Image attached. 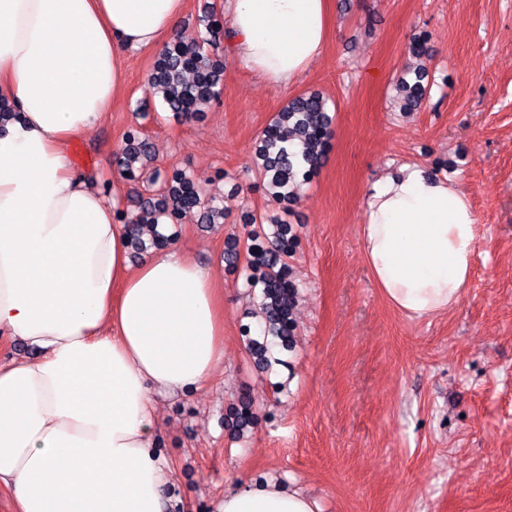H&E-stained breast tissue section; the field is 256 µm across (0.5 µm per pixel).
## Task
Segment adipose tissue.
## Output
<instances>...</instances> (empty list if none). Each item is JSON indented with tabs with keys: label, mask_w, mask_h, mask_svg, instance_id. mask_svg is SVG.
Here are the masks:
<instances>
[{
	"label": "adipose tissue",
	"mask_w": 512,
	"mask_h": 512,
	"mask_svg": "<svg viewBox=\"0 0 512 512\" xmlns=\"http://www.w3.org/2000/svg\"><path fill=\"white\" fill-rule=\"evenodd\" d=\"M184 0H0V335L35 349L0 362V490L14 512H164L155 395L209 386L224 361L212 275L180 250L131 263L123 225L72 141L121 92V62L176 37ZM330 0H230L236 59L287 87L323 54ZM359 237L385 301L448 312L472 274L478 224L455 181L407 164L373 180ZM218 512H320L268 477Z\"/></svg>",
	"instance_id": "obj_1"
}]
</instances>
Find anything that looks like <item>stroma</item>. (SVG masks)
I'll return each instance as SVG.
<instances>
[{
  "instance_id": "stroma-1",
  "label": "stroma",
  "mask_w": 512,
  "mask_h": 512,
  "mask_svg": "<svg viewBox=\"0 0 512 512\" xmlns=\"http://www.w3.org/2000/svg\"><path fill=\"white\" fill-rule=\"evenodd\" d=\"M322 56L279 89L225 51L224 86L199 117L164 112L147 85L155 56L122 61L123 93L104 122L70 145L74 165L134 211L147 192L115 155L130 130L161 174L186 171L223 195L226 223L191 213L175 248L224 290V372L205 389L158 398L156 431L174 471L167 512H216L225 492L266 474L316 499L321 512H512V0H331ZM427 34L429 89L400 111L396 83ZM316 91L332 145L292 209L269 198L254 169L263 129L289 99ZM423 164L453 178L480 236L472 279L448 313L395 312L365 265L358 228L374 178ZM283 216L298 233L289 258L299 294L296 342L255 367L245 269L224 260L227 237L247 238L244 213ZM258 408L242 436L226 408Z\"/></svg>"
}]
</instances>
